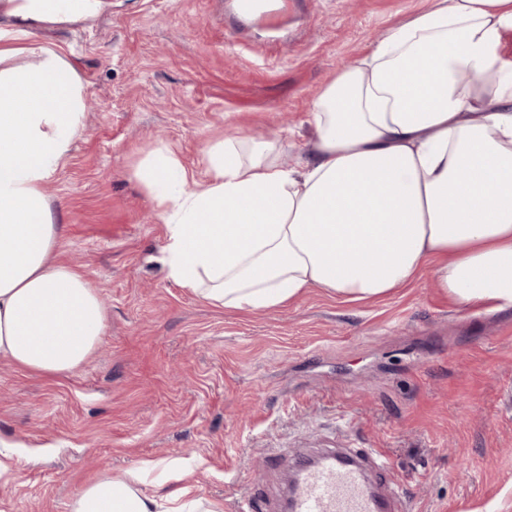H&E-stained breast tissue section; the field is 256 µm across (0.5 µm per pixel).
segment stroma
Here are the masks:
<instances>
[{
  "label": "stroma",
  "mask_w": 512,
  "mask_h": 512,
  "mask_svg": "<svg viewBox=\"0 0 512 512\" xmlns=\"http://www.w3.org/2000/svg\"><path fill=\"white\" fill-rule=\"evenodd\" d=\"M426 0H107L36 41L85 86V131L46 187L64 257L101 291L109 326L79 369L40 376L0 360V440L19 466L0 512H70L106 472L141 471L237 512L277 507L295 460L383 454L410 512H512V307L463 309L433 272L387 296L312 288L270 311L205 304L168 275L166 228L133 164L163 146L209 182L205 142L279 140L295 166L315 96Z\"/></svg>",
  "instance_id": "1"
}]
</instances>
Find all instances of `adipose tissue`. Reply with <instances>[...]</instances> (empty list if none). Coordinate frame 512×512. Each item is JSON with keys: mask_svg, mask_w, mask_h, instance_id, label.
Listing matches in <instances>:
<instances>
[{"mask_svg": "<svg viewBox=\"0 0 512 512\" xmlns=\"http://www.w3.org/2000/svg\"><path fill=\"white\" fill-rule=\"evenodd\" d=\"M105 0H0V358L45 375L85 364L108 314L59 257L46 186L84 130L76 69L35 30ZM512 0H429L313 102L316 138L287 168L277 141L207 143L205 190L159 147L132 168L166 227L167 274L214 306L282 307L320 288L389 295L422 269L462 307L512 306ZM101 474L71 512H223L195 484L145 492Z\"/></svg>", "mask_w": 512, "mask_h": 512, "instance_id": "1", "label": "adipose tissue"}]
</instances>
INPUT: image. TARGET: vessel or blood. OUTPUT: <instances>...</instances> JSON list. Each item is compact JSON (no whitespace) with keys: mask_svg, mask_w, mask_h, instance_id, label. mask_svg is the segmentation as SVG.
Returning a JSON list of instances; mask_svg holds the SVG:
<instances>
[{"mask_svg":"<svg viewBox=\"0 0 512 512\" xmlns=\"http://www.w3.org/2000/svg\"><path fill=\"white\" fill-rule=\"evenodd\" d=\"M372 466L389 472L384 456L366 448H339L315 463L297 462L286 512H409L401 495L381 492L367 479Z\"/></svg>","mask_w":512,"mask_h":512,"instance_id":"obj_1","label":"vessel or blood"}]
</instances>
